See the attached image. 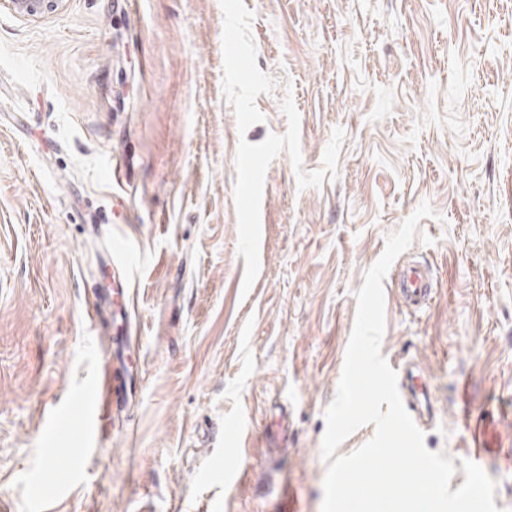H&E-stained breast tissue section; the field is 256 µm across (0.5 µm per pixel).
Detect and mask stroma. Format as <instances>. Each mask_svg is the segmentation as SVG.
Segmentation results:
<instances>
[{
	"label": "stroma",
	"mask_w": 512,
	"mask_h": 512,
	"mask_svg": "<svg viewBox=\"0 0 512 512\" xmlns=\"http://www.w3.org/2000/svg\"><path fill=\"white\" fill-rule=\"evenodd\" d=\"M244 3L275 87L243 134L219 0L0 9V505L321 512L355 293L426 201L406 255L434 297L411 312L386 293L381 354L431 382L426 448L477 459L512 512V0ZM288 97L304 170L343 129L337 176L302 189L287 154L271 163L246 292L235 155L286 132ZM116 240L136 266L103 264ZM118 345L135 401L102 436L59 432ZM280 404L290 437L270 469Z\"/></svg>",
	"instance_id": "1"
}]
</instances>
